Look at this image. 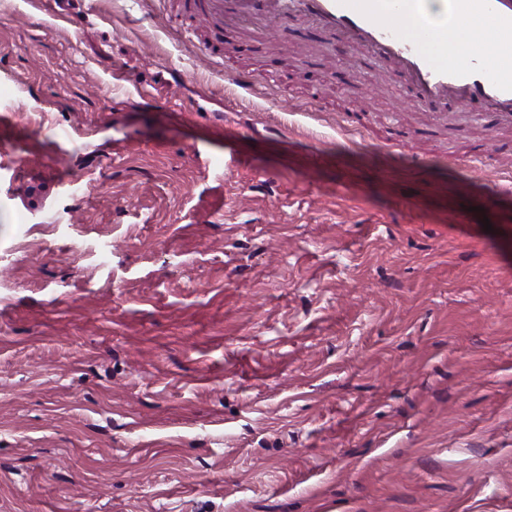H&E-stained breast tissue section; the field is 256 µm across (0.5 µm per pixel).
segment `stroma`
<instances>
[{
    "label": "stroma",
    "instance_id": "stroma-1",
    "mask_svg": "<svg viewBox=\"0 0 512 512\" xmlns=\"http://www.w3.org/2000/svg\"><path fill=\"white\" fill-rule=\"evenodd\" d=\"M185 4L0 0V512H512V124ZM202 12L211 20V28L215 34V41L206 49L213 64H222L219 44L224 38V0H204Z\"/></svg>",
    "mask_w": 512,
    "mask_h": 512
}]
</instances>
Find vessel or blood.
Returning a JSON list of instances; mask_svg holds the SVG:
<instances>
[{
	"mask_svg": "<svg viewBox=\"0 0 512 512\" xmlns=\"http://www.w3.org/2000/svg\"><path fill=\"white\" fill-rule=\"evenodd\" d=\"M248 13L340 31L339 53L356 50L395 59L412 97L429 111L479 106L492 124L512 122V0H238ZM202 11L224 36V0ZM461 25L465 40L448 39ZM207 48L220 63L219 46Z\"/></svg>",
	"mask_w": 512,
	"mask_h": 512,
	"instance_id": "1",
	"label": "vessel or blood"
}]
</instances>
